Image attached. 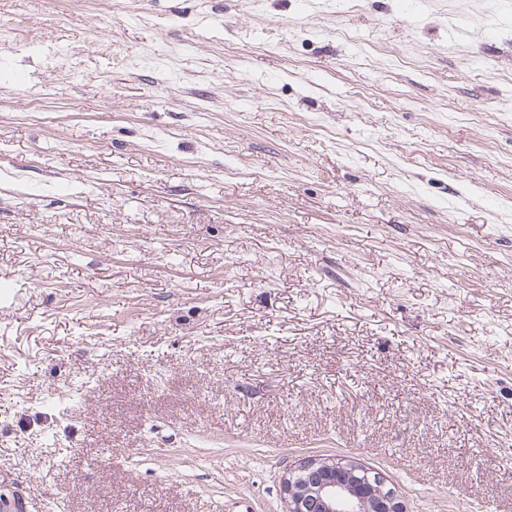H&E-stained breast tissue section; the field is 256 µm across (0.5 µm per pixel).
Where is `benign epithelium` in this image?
<instances>
[{
	"instance_id": "1",
	"label": "benign epithelium",
	"mask_w": 512,
	"mask_h": 512,
	"mask_svg": "<svg viewBox=\"0 0 512 512\" xmlns=\"http://www.w3.org/2000/svg\"><path fill=\"white\" fill-rule=\"evenodd\" d=\"M282 492L286 512H403L381 476L352 462L308 460L285 475ZM21 498L19 486L0 487V512Z\"/></svg>"
}]
</instances>
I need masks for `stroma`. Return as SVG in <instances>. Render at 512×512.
<instances>
[{"label": "stroma", "mask_w": 512, "mask_h": 512, "mask_svg": "<svg viewBox=\"0 0 512 512\" xmlns=\"http://www.w3.org/2000/svg\"><path fill=\"white\" fill-rule=\"evenodd\" d=\"M1 40L0 485L285 512L349 459L512 512V0H0Z\"/></svg>", "instance_id": "35a3bbf8"}]
</instances>
